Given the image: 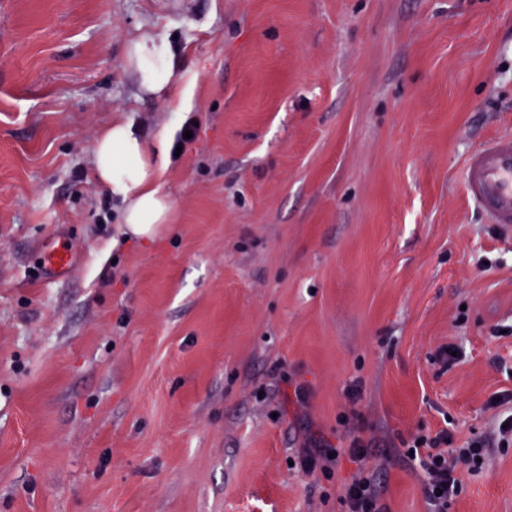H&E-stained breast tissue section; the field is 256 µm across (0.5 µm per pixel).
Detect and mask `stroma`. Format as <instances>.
I'll return each mask as SVG.
<instances>
[{
	"mask_svg": "<svg viewBox=\"0 0 512 512\" xmlns=\"http://www.w3.org/2000/svg\"><path fill=\"white\" fill-rule=\"evenodd\" d=\"M144 36L197 128L175 225L124 241L91 156L171 127ZM507 132L512 0H0V512H345L353 465L296 461L356 436L387 512H427L401 448L489 437L512 393V232L462 188ZM449 512H512V443ZM133 58L142 92L151 95L168 94L170 89L181 81L184 91L174 106V112H181L190 107L194 77L188 72L176 74L166 43L144 37L134 43ZM70 253L69 249H60L52 240H46L43 243L44 265L58 275H66L71 271ZM334 459L335 456L328 454L325 448H320L319 445H313L311 448L302 449L298 457V463L306 473H314L318 468L324 472L328 471L327 463L333 462Z\"/></svg>",
	"mask_w": 512,
	"mask_h": 512,
	"instance_id": "1",
	"label": "stroma"
}]
</instances>
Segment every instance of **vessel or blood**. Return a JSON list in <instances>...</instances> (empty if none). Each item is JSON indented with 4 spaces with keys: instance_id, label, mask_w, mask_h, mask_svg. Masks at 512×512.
Listing matches in <instances>:
<instances>
[{
    "instance_id": "b4317fda",
    "label": "vessel or blood",
    "mask_w": 512,
    "mask_h": 512,
    "mask_svg": "<svg viewBox=\"0 0 512 512\" xmlns=\"http://www.w3.org/2000/svg\"><path fill=\"white\" fill-rule=\"evenodd\" d=\"M464 193L488 223L512 230V133L486 140L464 162ZM45 266L59 275L71 270L70 251L45 241Z\"/></svg>"
}]
</instances>
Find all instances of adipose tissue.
Listing matches in <instances>:
<instances>
[{"instance_id": "1", "label": "adipose tissue", "mask_w": 512, "mask_h": 512, "mask_svg": "<svg viewBox=\"0 0 512 512\" xmlns=\"http://www.w3.org/2000/svg\"><path fill=\"white\" fill-rule=\"evenodd\" d=\"M133 58L142 92L166 94L179 83L185 91L174 109L180 112L190 107L194 78L187 72L176 74L166 43L142 38L133 47ZM170 163V135H161L149 144L129 122H118L100 131L93 152L94 172L97 181L122 203L121 222L126 235L151 239L164 225L173 223L172 201L161 189Z\"/></svg>"}]
</instances>
